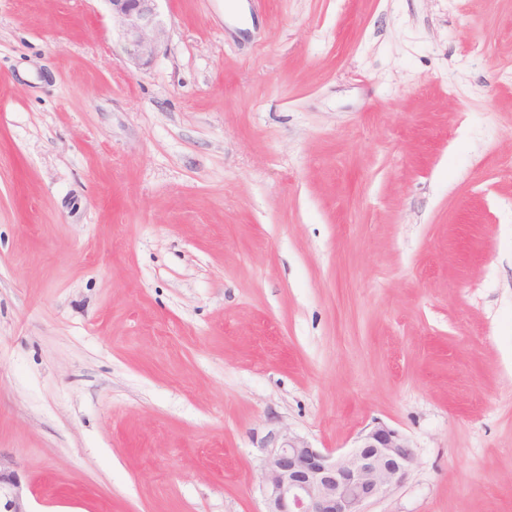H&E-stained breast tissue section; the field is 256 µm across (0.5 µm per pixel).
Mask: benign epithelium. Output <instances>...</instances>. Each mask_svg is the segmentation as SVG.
I'll return each mask as SVG.
<instances>
[{"instance_id":"1","label":"benign epithelium","mask_w":512,"mask_h":512,"mask_svg":"<svg viewBox=\"0 0 512 512\" xmlns=\"http://www.w3.org/2000/svg\"><path fill=\"white\" fill-rule=\"evenodd\" d=\"M136 67L150 65L166 38L158 0H105ZM260 491L263 512H367L371 502L400 484L415 463L409 439L384 423L356 447L336 455L313 447L287 428L266 435ZM0 512H30L15 471L0 461Z\"/></svg>"}]
</instances>
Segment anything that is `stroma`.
<instances>
[{
  "instance_id": "obj_1",
  "label": "stroma",
  "mask_w": 512,
  "mask_h": 512,
  "mask_svg": "<svg viewBox=\"0 0 512 512\" xmlns=\"http://www.w3.org/2000/svg\"><path fill=\"white\" fill-rule=\"evenodd\" d=\"M0 0V456L32 512H262L384 423L368 512H512V0ZM159 0H105L109 4L112 27L117 26L127 41L136 67L150 65L166 38L158 19ZM261 449L262 512H368L367 505L403 482L415 463L409 439L384 423L339 455L314 448L288 428L269 431Z\"/></svg>"
}]
</instances>
